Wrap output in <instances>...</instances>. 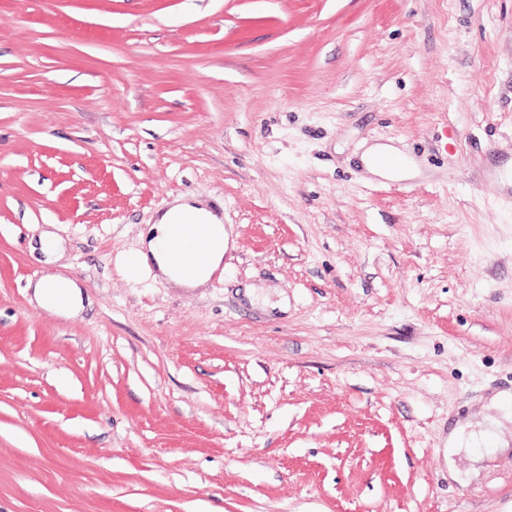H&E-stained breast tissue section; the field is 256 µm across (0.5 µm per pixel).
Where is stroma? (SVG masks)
Instances as JSON below:
<instances>
[{
	"instance_id": "stroma-1",
	"label": "stroma",
	"mask_w": 512,
	"mask_h": 512,
	"mask_svg": "<svg viewBox=\"0 0 512 512\" xmlns=\"http://www.w3.org/2000/svg\"><path fill=\"white\" fill-rule=\"evenodd\" d=\"M511 162L512 0H0V512H512ZM362 162L367 171L377 177L395 178L417 174L411 161L401 155L398 150L388 145H378L371 148L362 156ZM176 217L190 222L209 224H188L186 231L190 242L205 249V261L189 276L173 267L168 252L167 241L172 221ZM182 219L174 222L168 250L174 262L186 273L192 272L200 258L185 247ZM228 246V235L222 220L210 209L196 201L177 199L149 228L143 237L142 247L133 254V269L155 270V277L164 279L178 288H205L215 272L223 267L224 253ZM29 287L33 288V298L30 302H36L38 307L57 316L75 318L84 308L80 288L72 279L48 276Z\"/></svg>"
}]
</instances>
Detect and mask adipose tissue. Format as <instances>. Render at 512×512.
Returning a JSON list of instances; mask_svg holds the SVG:
<instances>
[{
    "label": "adipose tissue",
    "mask_w": 512,
    "mask_h": 512,
    "mask_svg": "<svg viewBox=\"0 0 512 512\" xmlns=\"http://www.w3.org/2000/svg\"><path fill=\"white\" fill-rule=\"evenodd\" d=\"M362 161L367 171L377 177L395 178L414 174L410 160L388 145H378L366 152ZM187 220L186 231L190 242L205 250V261L192 275H184L173 267L167 241L174 218ZM228 235L221 219L198 202L175 200L149 228L141 248L132 255L136 268L154 270L156 277L179 288L207 287L213 274L222 268ZM33 300L37 306L53 314L71 319L82 311L83 297L75 281L60 276H48L33 286Z\"/></svg>",
    "instance_id": "adipose-tissue-1"
}]
</instances>
